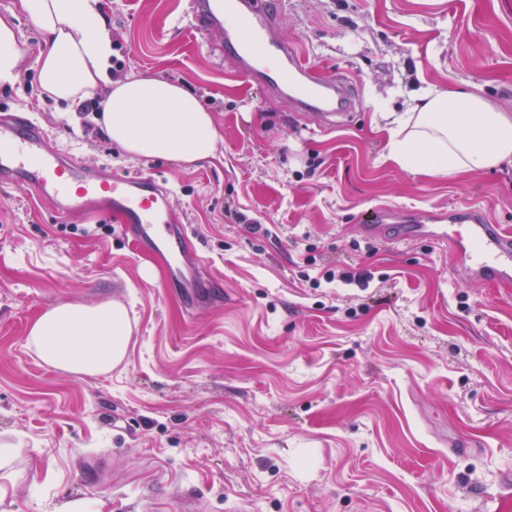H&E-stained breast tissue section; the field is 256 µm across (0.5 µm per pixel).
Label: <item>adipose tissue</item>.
Masks as SVG:
<instances>
[{
	"label": "adipose tissue",
	"mask_w": 512,
	"mask_h": 512,
	"mask_svg": "<svg viewBox=\"0 0 512 512\" xmlns=\"http://www.w3.org/2000/svg\"><path fill=\"white\" fill-rule=\"evenodd\" d=\"M21 14L46 44L37 65L47 97L74 105L103 93L100 124L130 155L185 167L216 155L223 140L219 127L181 84L134 72L113 77L102 0H15L14 10L0 14V86L20 79ZM373 130L386 140L384 161L417 175L456 178L512 165V113L474 84L454 90L427 86L407 111L380 113ZM131 333L119 301L61 302L32 323L25 346L59 371L101 375L125 360Z\"/></svg>",
	"instance_id": "obj_1"
}]
</instances>
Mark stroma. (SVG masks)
I'll list each match as a JSON object with an SVG mask.
<instances>
[{"label": "stroma", "instance_id": "stroma-1", "mask_svg": "<svg viewBox=\"0 0 512 512\" xmlns=\"http://www.w3.org/2000/svg\"><path fill=\"white\" fill-rule=\"evenodd\" d=\"M192 0H104L125 71L180 83L213 113L216 157L133 158L95 115L43 97L45 44L25 16L21 112L103 175L157 174L219 284L165 285L97 207L61 215L0 185V512H487L512 496V288L454 279L426 242L357 229L367 209L481 207L512 229V166L457 179L382 159L377 106L480 84L512 112V0H283L280 34L317 77L346 79L342 123L235 75ZM123 303L125 361L53 369L24 346L60 302Z\"/></svg>", "mask_w": 512, "mask_h": 512}]
</instances>
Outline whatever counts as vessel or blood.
Listing matches in <instances>:
<instances>
[{
  "label": "vessel or blood",
  "instance_id": "obj_1",
  "mask_svg": "<svg viewBox=\"0 0 512 512\" xmlns=\"http://www.w3.org/2000/svg\"><path fill=\"white\" fill-rule=\"evenodd\" d=\"M278 0H194L192 26L224 37V56L233 71L268 98L288 100L299 112L335 123L351 107L348 84L328 77L316 82L312 68L281 37ZM10 185L52 202L58 213L97 203L110 211L134 243L149 252L171 254L168 283L179 282L183 265L175 254L187 236L165 218L168 190L153 175L97 174L64 156L34 124L20 117L0 119V185ZM361 232L393 243L425 241L452 256V274L489 288L512 285V230L488 223L485 212L455 205L433 212L399 213L373 208Z\"/></svg>",
  "mask_w": 512,
  "mask_h": 512
}]
</instances>
